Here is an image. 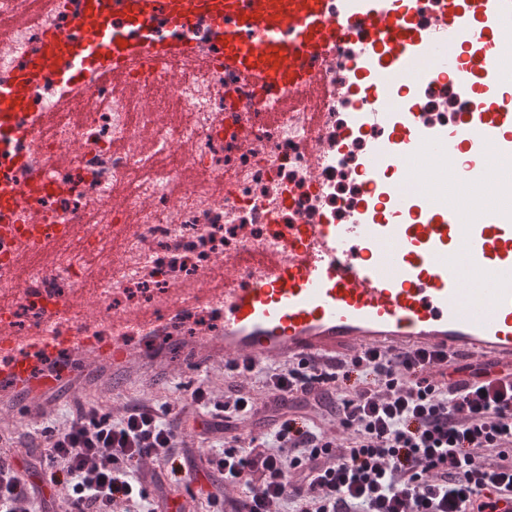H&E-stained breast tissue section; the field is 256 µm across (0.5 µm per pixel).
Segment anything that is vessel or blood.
<instances>
[{"mask_svg": "<svg viewBox=\"0 0 512 512\" xmlns=\"http://www.w3.org/2000/svg\"><path fill=\"white\" fill-rule=\"evenodd\" d=\"M37 42L0 70V282L38 305L44 326L18 332L0 314V416L38 423L72 392L121 397L197 374L283 361L332 365L365 350L481 358L512 373V0H49ZM224 79V113L277 119L301 185L251 199L234 176L224 217L241 209L271 228L258 250L225 251L224 287L197 281L192 301L163 312L67 320L78 300L57 265L20 274L23 258L75 234L46 200L87 170L112 181L117 153L84 142L79 158L50 154L40 135L55 112L95 87L131 95L185 61ZM450 91L456 115L427 112ZM356 102L343 123L334 100ZM359 197L344 220L326 205V178L356 142ZM238 150L267 165L257 138ZM223 313L221 327L183 333L185 316ZM144 346L130 347V338Z\"/></svg>", "mask_w": 512, "mask_h": 512, "instance_id": "b4317fda", "label": "vessel or blood"}]
</instances>
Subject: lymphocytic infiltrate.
I'll use <instances>...</instances> for the list:
<instances>
[{"mask_svg":"<svg viewBox=\"0 0 512 512\" xmlns=\"http://www.w3.org/2000/svg\"><path fill=\"white\" fill-rule=\"evenodd\" d=\"M436 354L367 350L320 369L303 362L263 365L252 385L217 388L204 376L191 393L210 416L205 465L243 484L247 512H484V491L512 492V380L475 368L453 386L423 378ZM359 374L339 405L345 436L334 442L316 422L326 393ZM311 412L296 418L289 398ZM273 413L270 437L226 439L223 419ZM33 440L47 448L51 498L0 459V512H158L148 489L158 467L185 442L155 408L123 416L82 409Z\"/></svg>","mask_w":512,"mask_h":512,"instance_id":"lymphocytic-infiltrate-1","label":"lymphocytic infiltrate"}]
</instances>
